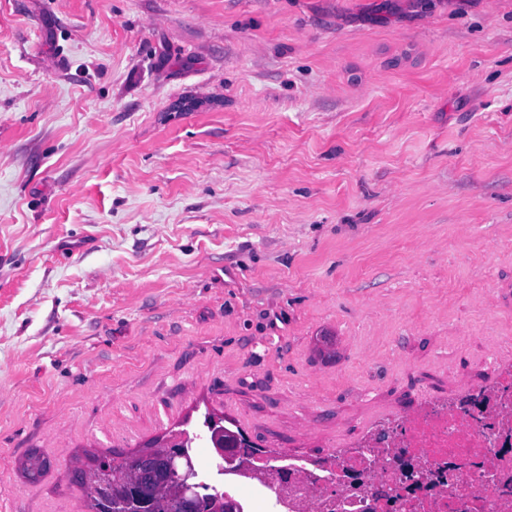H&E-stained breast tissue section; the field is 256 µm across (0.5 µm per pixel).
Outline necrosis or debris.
<instances>
[{
	"instance_id": "necrosis-or-debris-1",
	"label": "necrosis or debris",
	"mask_w": 512,
	"mask_h": 512,
	"mask_svg": "<svg viewBox=\"0 0 512 512\" xmlns=\"http://www.w3.org/2000/svg\"><path fill=\"white\" fill-rule=\"evenodd\" d=\"M498 378L486 400L460 393L452 407L431 405L375 436L357 453L330 454L323 468L305 457L289 458L288 478L264 486L275 512H319L325 489L307 482L309 473L332 479L339 468L370 466L368 495L341 490L334 512H411L416 499L431 512L445 501L456 512H512V454L503 455V438L512 434V369H496Z\"/></svg>"
}]
</instances>
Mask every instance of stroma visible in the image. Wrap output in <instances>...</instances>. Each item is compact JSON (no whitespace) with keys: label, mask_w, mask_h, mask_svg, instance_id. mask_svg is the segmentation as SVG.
<instances>
[{"label":"stroma","mask_w":512,"mask_h":512,"mask_svg":"<svg viewBox=\"0 0 512 512\" xmlns=\"http://www.w3.org/2000/svg\"><path fill=\"white\" fill-rule=\"evenodd\" d=\"M492 355L512 0H0V512L208 411L324 456Z\"/></svg>","instance_id":"1"}]
</instances>
